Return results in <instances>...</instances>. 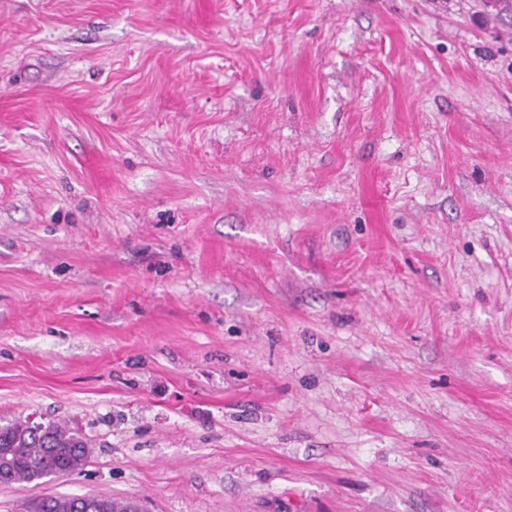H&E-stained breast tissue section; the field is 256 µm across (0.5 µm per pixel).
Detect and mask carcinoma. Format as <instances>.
<instances>
[{"mask_svg": "<svg viewBox=\"0 0 512 512\" xmlns=\"http://www.w3.org/2000/svg\"><path fill=\"white\" fill-rule=\"evenodd\" d=\"M0 448L8 452L3 481H40L64 475L85 463L90 448L82 436L60 423L35 429L29 420L0 426ZM31 512H131L130 501L103 496L46 497L32 503Z\"/></svg>", "mask_w": 512, "mask_h": 512, "instance_id": "obj_1", "label": "carcinoma"}]
</instances>
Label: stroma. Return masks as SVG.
<instances>
[{
	"label": "stroma",
	"mask_w": 512,
	"mask_h": 512,
	"mask_svg": "<svg viewBox=\"0 0 512 512\" xmlns=\"http://www.w3.org/2000/svg\"><path fill=\"white\" fill-rule=\"evenodd\" d=\"M0 485L512 512V26L482 0H0ZM27 418L0 426L1 452L8 463L1 473L4 482L40 481L51 475H64L85 463L90 448L82 436L60 423L32 427ZM3 453V452H2ZM5 460L7 454L3 453Z\"/></svg>",
	"instance_id": "1"
}]
</instances>
